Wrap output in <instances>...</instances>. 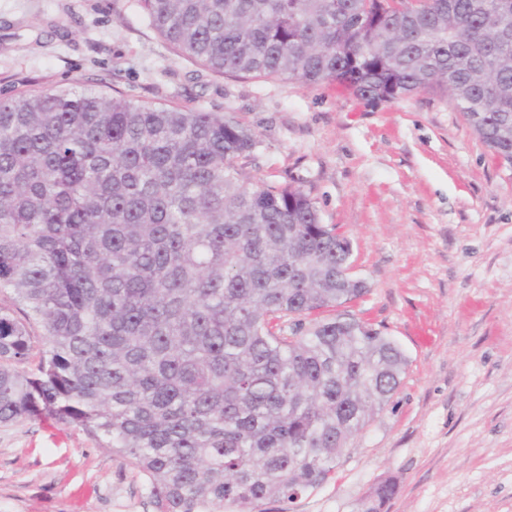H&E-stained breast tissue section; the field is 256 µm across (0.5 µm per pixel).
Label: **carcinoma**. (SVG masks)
<instances>
[{
    "mask_svg": "<svg viewBox=\"0 0 512 512\" xmlns=\"http://www.w3.org/2000/svg\"><path fill=\"white\" fill-rule=\"evenodd\" d=\"M213 73L447 90L512 170V0H140ZM228 113L89 86L0 99V424L51 417L127 455L156 512H239L332 477L407 360L338 313L350 239L301 189L245 181ZM45 348L29 362L31 328ZM396 491L378 484L361 512Z\"/></svg>",
    "mask_w": 512,
    "mask_h": 512,
    "instance_id": "1",
    "label": "carcinoma"
}]
</instances>
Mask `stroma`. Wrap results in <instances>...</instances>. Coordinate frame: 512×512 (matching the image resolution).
<instances>
[{"label":"stroma","mask_w":512,"mask_h":512,"mask_svg":"<svg viewBox=\"0 0 512 512\" xmlns=\"http://www.w3.org/2000/svg\"><path fill=\"white\" fill-rule=\"evenodd\" d=\"M82 81L229 112L260 145L245 178L303 190L353 244L349 314L408 364L332 479L257 512H512V171L449 95L371 105L345 87L231 77L179 55L138 0H0V97ZM0 512H155L124 455L51 418L0 425ZM396 491L393 481H385L378 484L371 495L361 504L362 512H381L383 506L391 499Z\"/></svg>","instance_id":"stroma-1"}]
</instances>
